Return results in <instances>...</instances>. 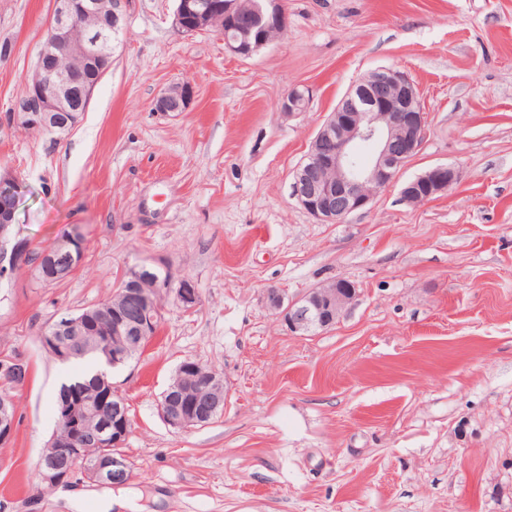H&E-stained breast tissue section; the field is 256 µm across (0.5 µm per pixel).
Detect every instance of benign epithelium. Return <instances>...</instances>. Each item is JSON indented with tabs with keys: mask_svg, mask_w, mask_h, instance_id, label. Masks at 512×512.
<instances>
[{
	"mask_svg": "<svg viewBox=\"0 0 512 512\" xmlns=\"http://www.w3.org/2000/svg\"><path fill=\"white\" fill-rule=\"evenodd\" d=\"M56 8L47 40L28 82L25 95L13 108V121L24 127L68 133L78 125L75 113L88 111L94 89L112 67V46L119 36L123 0H55ZM223 15L238 18L237 34L221 31L224 46L235 56L247 58L252 48L267 44L266 31L274 23L286 26L282 0H224ZM174 25L187 35L209 31L213 18L202 0H177ZM193 97L185 82L160 94L154 102L157 112H184ZM302 92L293 90L281 101L286 113L302 111ZM426 133V112L419 92L408 74L396 67L377 69L356 84L336 105L320 126L305 158L293 171L292 196L320 224H340L349 215L372 205L377 195L392 186L407 163L418 153ZM374 149L371 162L361 164L360 145ZM459 180L458 171L448 165L432 167L401 187L402 200L420 204L446 193ZM20 200V183L9 175L0 176V267H14L26 253V243H9L10 226ZM82 248L70 241L40 256V275L53 280L79 268ZM117 295L121 305L110 310L70 313L48 325L47 347L57 359L71 355V342L102 329L112 333V350L104 351L108 366L126 364L127 345L156 335L162 319V299L172 295L185 310L198 301V289L187 279H175L169 269L158 276L145 267H131L122 276ZM359 296L355 284L336 280L310 290L295 300H285L276 289L267 301L276 320L288 332L305 334L332 327L345 309ZM213 392L200 403H183L186 391L180 384L162 393L159 413L171 428L188 430L206 426L223 413L226 396L223 378L211 375ZM19 386L0 381V444L10 442L16 423L12 391ZM69 393L60 404L59 423L67 433L52 436L38 458L41 483L58 487L77 477L100 487H114L128 479V465L110 453L95 454L98 448H120L130 433L125 400L114 391L112 420L96 418L92 402L75 400Z\"/></svg>",
	"mask_w": 512,
	"mask_h": 512,
	"instance_id": "1",
	"label": "benign epithelium"
}]
</instances>
